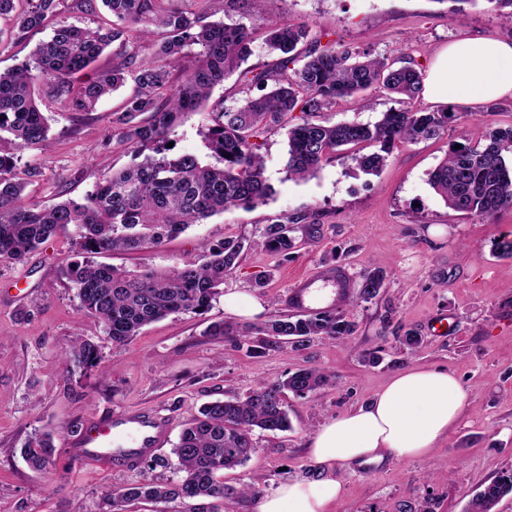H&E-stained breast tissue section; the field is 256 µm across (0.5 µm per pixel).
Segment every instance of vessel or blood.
<instances>
[{
  "label": "vessel or blood",
  "instance_id": "vessel-or-blood-1",
  "mask_svg": "<svg viewBox=\"0 0 512 512\" xmlns=\"http://www.w3.org/2000/svg\"><path fill=\"white\" fill-rule=\"evenodd\" d=\"M352 280L344 268L296 278L288 302L296 310L345 306L352 297ZM166 424L148 413L118 414L84 426L70 442L77 461L97 466L126 467L163 445Z\"/></svg>",
  "mask_w": 512,
  "mask_h": 512
}]
</instances>
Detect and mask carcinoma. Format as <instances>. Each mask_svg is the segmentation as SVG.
<instances>
[{"label": "carcinoma", "instance_id": "cac0c4a2", "mask_svg": "<svg viewBox=\"0 0 512 512\" xmlns=\"http://www.w3.org/2000/svg\"><path fill=\"white\" fill-rule=\"evenodd\" d=\"M165 0H101L112 15L107 27L60 23L39 43L32 60L0 71V262L20 263L60 229L74 227L77 255L62 270L74 290L79 311L97 320L114 344H124L141 330L177 313H201L210 305L224 278L237 266L247 247L243 239H224L204 249V260H185L167 274L144 268L130 271L100 261L116 253L132 254L162 245L216 214L235 207L266 202L271 186L265 178L260 139L282 123L288 113L301 122L288 128V178L308 179L344 146L365 174L382 169L399 143L438 138L455 113L447 107H414L423 83L411 59L399 63L370 57L350 47L321 49L309 44L304 25H281L261 11L263 0H252L254 15L264 29V43L280 53L271 68L241 72L247 85L261 94L236 107L211 112L203 131L205 147L216 163L159 146L195 112L212 88L223 82L251 55V33L243 23L199 24L192 12L164 6ZM63 0H0V18L13 21L11 33L23 38L42 29L61 11ZM116 45L112 66L75 88L66 76L91 66L109 44ZM154 47L145 64L141 44ZM197 47V63L176 83L185 49ZM131 79L134 92L121 111L112 113V139L143 157L112 174L78 203L68 200L43 206L26 198L25 190L39 175L35 167L17 171L18 153L50 146L48 117L36 104L33 87L43 85L71 112H92L106 95ZM381 90L398 107L373 124L332 123L327 112L339 100ZM512 126L491 129L450 146L447 157L430 173L429 184L451 210L489 221L512 210ZM308 215L292 214L267 226L261 245L285 256L295 246L292 225ZM381 272L362 277L359 296L374 298L383 286ZM353 324L343 311L308 316L274 315L260 326L240 327L218 322L208 334L247 341L253 334L304 343L313 336L344 341ZM65 356L75 367L90 371L101 361L97 345L76 337ZM330 381L318 369H303L281 380L262 381L243 399L205 404L185 423L173 454L179 462L175 483L134 484L103 491L106 512H126L134 502H189V512H224L228 503L256 497L260 490L227 486L220 473L245 464L257 452L255 431H286L288 413L283 396L317 395ZM30 468L41 471L54 463L49 434L21 449ZM512 494V469L501 472L469 501L467 512H494Z\"/></svg>", "mask_w": 512, "mask_h": 512}]
</instances>
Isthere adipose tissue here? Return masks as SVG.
I'll return each instance as SVG.
<instances>
[{
	"label": "adipose tissue",
	"mask_w": 512,
	"mask_h": 512,
	"mask_svg": "<svg viewBox=\"0 0 512 512\" xmlns=\"http://www.w3.org/2000/svg\"><path fill=\"white\" fill-rule=\"evenodd\" d=\"M433 101L491 103L512 97V41L465 37L440 49L425 81ZM456 377L437 369L396 374L367 404L322 424L308 454L323 474L280 484L256 512H328L342 484L330 466L428 455L464 407Z\"/></svg>",
	"instance_id": "obj_1"
}]
</instances>
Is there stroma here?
Listing matches in <instances>:
<instances>
[{"label": "stroma", "instance_id": "obj_1", "mask_svg": "<svg viewBox=\"0 0 512 512\" xmlns=\"http://www.w3.org/2000/svg\"><path fill=\"white\" fill-rule=\"evenodd\" d=\"M170 4L191 9L206 22H253L243 0ZM263 11L283 23L306 25L310 41L410 58L423 73L441 47L459 38L512 41V25L492 0H265ZM10 30L9 20L0 18L1 70L30 60L51 34L46 28L17 39ZM131 91L121 87L95 111L69 112L35 86L53 143L45 151H25L18 164L40 171L27 189L32 201L83 200L132 163L131 150L110 138L112 113ZM249 94L240 73L227 76L202 111L185 114L171 136L176 149L207 156L200 133L206 113L237 106ZM394 105L380 91L367 108L356 99L338 101L329 118L373 123ZM454 110L440 138L397 145L375 175L356 168L343 148L314 177L291 179L287 131L268 133L262 155L275 192L265 204L226 210L139 254L112 255V264L129 270L146 266L166 272L227 238L255 243L241 254L205 313L169 315L126 344L112 343L95 319L79 311L62 279L61 270L74 255L70 232L59 231L24 262L0 263V512H101L106 487L178 480L172 448L183 423L202 404L246 397L260 381L305 368L330 374L322 394L306 399L285 394L289 429L257 433L258 452L225 471L224 482L252 483L267 493L288 480L316 478L306 452L316 429L368 403L394 374L418 366L457 377L465 392L461 418L427 456L336 467L342 493L328 512H405L421 503L428 512H465L485 484L512 469V257L496 251L497 242L512 234V211L489 222L457 213L432 189L429 175L464 135L512 125V98L458 103ZM294 213L307 214L308 220L293 227L291 255L257 247L266 226ZM340 265L357 284L365 271L384 274L374 299L355 296L345 306L355 325L349 339H316L304 346L273 341L253 352L207 335L216 322L252 325L289 313L286 292L295 276ZM229 293L263 302L264 313L225 312ZM409 332L423 341L414 355L400 341ZM78 336L100 349L99 367L87 374L63 356ZM371 350L379 363L364 360ZM126 410L167 416V443L127 470L83 465L68 453L71 421ZM41 433L52 435L56 457L53 467L36 471L21 450Z\"/></svg>", "mask_w": 512, "mask_h": 512}]
</instances>
